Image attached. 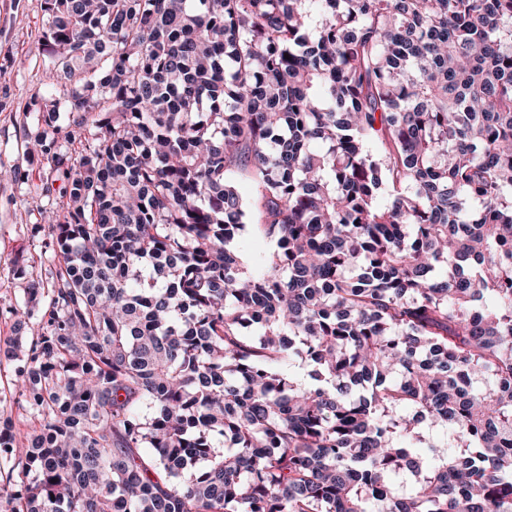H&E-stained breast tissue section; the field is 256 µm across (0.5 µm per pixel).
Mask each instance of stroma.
I'll list each match as a JSON object with an SVG mask.
<instances>
[{
  "instance_id": "35a3bbf8",
  "label": "stroma",
  "mask_w": 512,
  "mask_h": 512,
  "mask_svg": "<svg viewBox=\"0 0 512 512\" xmlns=\"http://www.w3.org/2000/svg\"><path fill=\"white\" fill-rule=\"evenodd\" d=\"M42 0H0V167L18 169L21 181L0 180V302L23 295V280L14 278L12 260L18 250L40 256L46 236L33 233L42 209L57 206L60 182L49 169L30 159L24 129L32 116L19 107L46 83V56L41 49ZM50 193H42V184Z\"/></svg>"
}]
</instances>
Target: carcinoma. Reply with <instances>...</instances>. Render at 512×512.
<instances>
[{"instance_id":"1","label":"carcinoma","mask_w":512,"mask_h":512,"mask_svg":"<svg viewBox=\"0 0 512 512\" xmlns=\"http://www.w3.org/2000/svg\"><path fill=\"white\" fill-rule=\"evenodd\" d=\"M43 2L0 512H512V0Z\"/></svg>"}]
</instances>
